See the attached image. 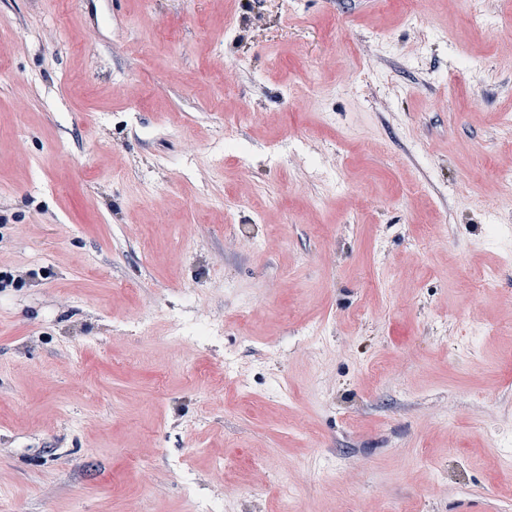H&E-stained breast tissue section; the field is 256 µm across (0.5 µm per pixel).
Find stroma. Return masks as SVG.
<instances>
[{
  "label": "stroma",
  "mask_w": 512,
  "mask_h": 512,
  "mask_svg": "<svg viewBox=\"0 0 512 512\" xmlns=\"http://www.w3.org/2000/svg\"><path fill=\"white\" fill-rule=\"evenodd\" d=\"M482 9L0 0V512H512Z\"/></svg>",
  "instance_id": "35a3bbf8"
}]
</instances>
